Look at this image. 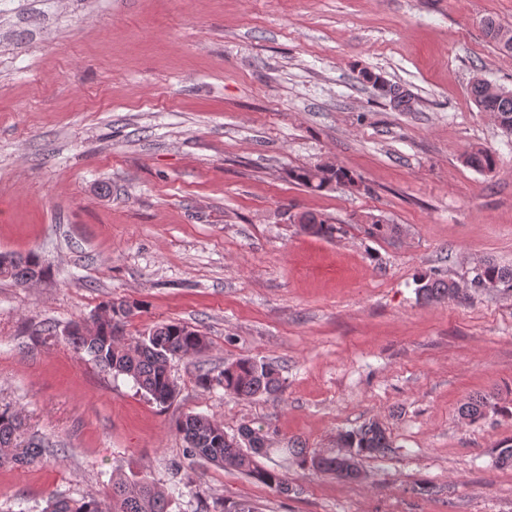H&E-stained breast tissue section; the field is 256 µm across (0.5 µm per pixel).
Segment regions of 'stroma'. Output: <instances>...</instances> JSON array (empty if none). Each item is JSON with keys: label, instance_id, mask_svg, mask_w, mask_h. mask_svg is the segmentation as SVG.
Here are the masks:
<instances>
[{"label": "stroma", "instance_id": "stroma-1", "mask_svg": "<svg viewBox=\"0 0 512 512\" xmlns=\"http://www.w3.org/2000/svg\"><path fill=\"white\" fill-rule=\"evenodd\" d=\"M512 0H0V253L40 256L49 278L0 281V408L45 447L0 467V512L49 497L108 502L137 474L168 512H512V292L427 303L417 279L469 282L512 266V134L475 106L483 79L512 90V56L485 18ZM415 96L398 112L358 82ZM495 151V170L464 162ZM366 185L312 191L288 172L324 163ZM304 213L339 231L305 234ZM401 225L365 235L363 216ZM136 305L128 331L181 322L208 341L173 359L174 399L75 352L64 330L105 303ZM276 366L272 397L197 383L199 368ZM482 419H462L470 399ZM226 435L264 425L281 494L191 462L186 414ZM377 421L393 447L345 481L288 452L340 453ZM380 75L381 74L363 70L360 71L358 79L362 83L369 84L373 90L378 93L379 97L389 100L390 104L392 101L395 102L396 106L399 107V111L411 112L413 107L411 94L407 93L400 86L390 83L385 78V82L379 83Z\"/></svg>", "mask_w": 512, "mask_h": 512}]
</instances>
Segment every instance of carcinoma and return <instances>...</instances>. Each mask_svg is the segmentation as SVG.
Returning a JSON list of instances; mask_svg holds the SVG:
<instances>
[{
    "label": "carcinoma",
    "instance_id": "carcinoma-1",
    "mask_svg": "<svg viewBox=\"0 0 512 512\" xmlns=\"http://www.w3.org/2000/svg\"><path fill=\"white\" fill-rule=\"evenodd\" d=\"M486 36L501 51L512 54V26L489 19L484 25ZM359 80L370 85L378 96L396 103L401 112H409L413 98L400 86L388 81L379 82V75L363 70ZM473 101L481 112H487L494 120L512 126V91L503 90L497 94L488 92L486 83L477 79L471 87ZM498 158L490 149L476 148L465 155V163L479 171H491ZM290 178L306 188L322 191L334 185L349 186L358 180L342 167L317 165L300 167L290 173ZM367 224L365 232L371 237H392L400 232L397 224H391L374 215L363 219ZM301 229L310 235L332 238L338 228L331 219L323 216L303 214L299 217ZM49 269L35 253L25 256V262L0 268V280L6 279L20 286L27 279H46ZM473 280L475 290H512V267L491 262L482 264ZM465 299L467 292L459 291L454 281L435 276L419 279L418 294L427 302L440 301L451 293ZM104 308L111 311V319L88 330L81 322L71 323L72 331L68 341L79 352L86 353L95 363L115 375L131 378L137 388L149 399L165 404L172 400L176 386L171 379L168 365L176 357L199 354L206 349L204 336L197 330L189 331L180 323L160 324L138 338L127 337L128 319L134 315L136 306L124 301L109 302ZM198 382L202 388L224 389V393L242 399L269 396L281 390L277 369L269 363L250 358H241L224 365L214 374L210 371L200 374ZM486 402L476 398L461 408L464 417L476 421L484 416ZM176 430L185 443V455L197 462L220 467H232L279 492H288V474L274 468L259 465L256 457L269 453V448L260 447L267 431L263 425L245 426L241 439L224 435V427L217 421L200 415L187 414L176 422ZM343 447L352 448L360 456L383 455L392 448V441L385 428L377 422L363 424L341 435ZM39 443L22 440L20 416L11 410L0 409V467L6 465H31L42 455ZM292 452L301 456L300 465H310L319 473L340 475L342 456L328 455L320 460L304 455V449L294 448ZM168 501L165 490L146 477L136 475L120 476L112 481V494L108 512H167ZM45 512H103L97 500H71L55 497L49 500Z\"/></svg>",
    "mask_w": 512,
    "mask_h": 512
}]
</instances>
